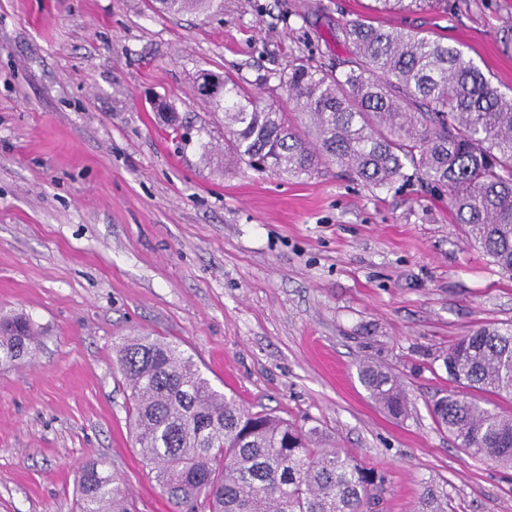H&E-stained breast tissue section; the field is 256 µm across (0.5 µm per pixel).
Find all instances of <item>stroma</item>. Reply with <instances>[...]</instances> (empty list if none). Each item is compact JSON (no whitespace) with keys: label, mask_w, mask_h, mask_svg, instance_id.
<instances>
[{"label":"stroma","mask_w":512,"mask_h":512,"mask_svg":"<svg viewBox=\"0 0 512 512\" xmlns=\"http://www.w3.org/2000/svg\"><path fill=\"white\" fill-rule=\"evenodd\" d=\"M447 12L375 0H0V311L39 332L0 368V512H76L75 478L103 459L142 512H173L134 443L113 351L179 343L211 385L348 449L380 473L373 512H413L422 483L453 512H512V470L474 460L431 417L442 353L512 324V275L455 221L446 195L380 191L332 168L312 179L206 165L224 109L198 77L229 74L281 100L296 57L347 58L336 27L363 15L417 25L512 87V0ZM189 117L182 142L157 102ZM404 384L406 417L368 397L359 363Z\"/></svg>","instance_id":"1"}]
</instances>
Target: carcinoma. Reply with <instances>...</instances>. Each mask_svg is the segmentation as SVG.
<instances>
[{"label":"carcinoma","instance_id":"carcinoma-1","mask_svg":"<svg viewBox=\"0 0 512 512\" xmlns=\"http://www.w3.org/2000/svg\"><path fill=\"white\" fill-rule=\"evenodd\" d=\"M400 10L448 12V0H395ZM173 13L213 0H161ZM347 67L298 59L274 73L280 112L224 77V164L313 178L334 166L376 188L415 179L448 194L456 223L512 274V92L494 86L459 48L421 29L347 22ZM39 345L29 317L0 316V367ZM132 401L135 443L159 494L178 512H367L383 479L348 451L286 419L240 406L214 389L179 344L150 336L115 343ZM454 389L430 413L470 457L512 468V326H479L443 355ZM369 398L407 413L405 386L388 369L357 368ZM79 512H139L105 468L78 472ZM414 512H448V491L425 482Z\"/></svg>","mask_w":512,"mask_h":512}]
</instances>
